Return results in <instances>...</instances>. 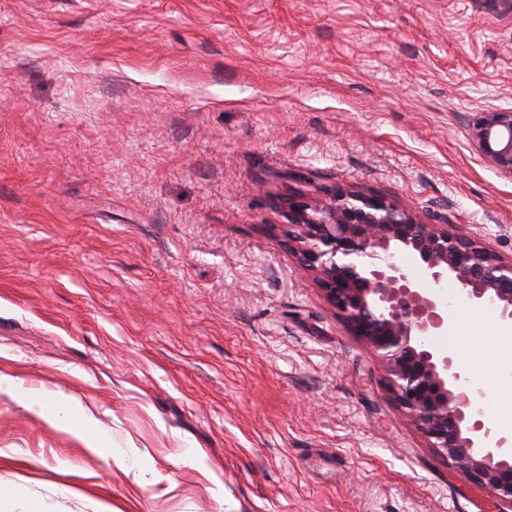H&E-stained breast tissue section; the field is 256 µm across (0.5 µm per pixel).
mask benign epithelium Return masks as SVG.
Segmentation results:
<instances>
[{"instance_id": "benign-epithelium-1", "label": "benign epithelium", "mask_w": 512, "mask_h": 512, "mask_svg": "<svg viewBox=\"0 0 512 512\" xmlns=\"http://www.w3.org/2000/svg\"><path fill=\"white\" fill-rule=\"evenodd\" d=\"M469 137L485 162L512 176L511 109H485ZM288 244L300 269L315 275L337 316L380 361L384 388L429 447L485 489L498 512H512V433L492 426L482 391L468 389L453 354L429 342L448 330L443 289L450 282L473 304L498 308L500 322L512 328V257L355 189L288 199ZM403 251L417 257L437 290L403 272L395 262Z\"/></svg>"}]
</instances>
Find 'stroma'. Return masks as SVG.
<instances>
[{
  "mask_svg": "<svg viewBox=\"0 0 512 512\" xmlns=\"http://www.w3.org/2000/svg\"><path fill=\"white\" fill-rule=\"evenodd\" d=\"M489 106L512 0H0V495L492 512L286 235L289 197L352 187L511 256L512 178L469 138Z\"/></svg>",
  "mask_w": 512,
  "mask_h": 512,
  "instance_id": "obj_1",
  "label": "stroma"
}]
</instances>
